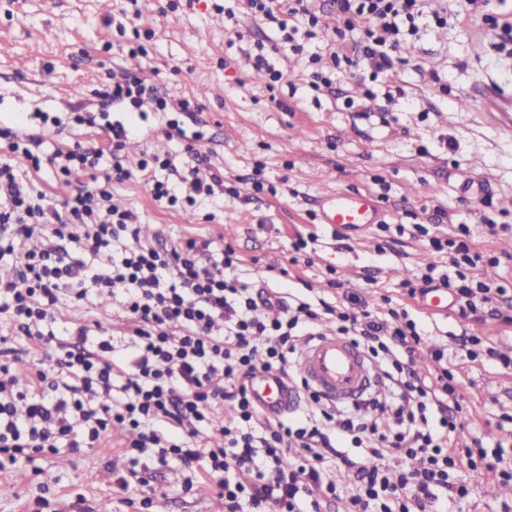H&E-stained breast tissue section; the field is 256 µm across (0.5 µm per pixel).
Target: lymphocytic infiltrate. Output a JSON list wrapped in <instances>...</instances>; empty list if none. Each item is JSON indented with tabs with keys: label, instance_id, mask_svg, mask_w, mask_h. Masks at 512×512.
I'll return each instance as SVG.
<instances>
[{
	"label": "lymphocytic infiltrate",
	"instance_id": "obj_1",
	"mask_svg": "<svg viewBox=\"0 0 512 512\" xmlns=\"http://www.w3.org/2000/svg\"><path fill=\"white\" fill-rule=\"evenodd\" d=\"M244 15L261 21L280 46L307 53L314 90L331 88L336 71L363 70L370 76L392 70L417 54L433 28L449 21L490 20L499 55L512 56V15L487 18L491 0H239ZM333 37L321 50L305 46L319 32ZM103 97L151 104L168 101L156 87L126 74ZM9 159L0 163V259L13 251L15 236L33 240L24 266L0 277V315L11 332L39 337L52 353L0 360V459L13 465L30 453L54 454L107 443L117 425L136 432L124 446L131 461L183 464L215 477L225 512H319L336 501L343 512H427L439 497L462 500L470 486L454 480L461 468L501 480L512 474L496 462L502 450L464 445V415L454 374L439 348L422 350L424 329L407 314L377 313L340 305L315 310L300 299L215 277L210 267L233 265L235 252L215 253L211 241L191 238L171 248L142 243L139 215L112 205V185L142 177L153 199L177 197L157 173L171 159L140 158L135 166H101L104 151L75 146L56 152L62 179L73 170L89 174L63 206L22 177L19 166L40 170L42 136L19 139L0 128ZM124 284L115 295L114 284ZM448 289L460 308L495 303L500 288H478L449 276L423 273L408 296L432 285ZM117 301L127 317L120 336L93 335L88 325L54 324L61 299ZM283 309L267 319L269 306ZM336 318V332L352 336L369 359L382 366V391L363 406L325 402L300 377L295 361L301 346L318 334L321 314ZM429 375L413 365L420 356ZM288 377L302 393L305 409L289 421L265 419L251 399L248 382L256 371ZM348 442L356 455L338 451ZM300 449V464L284 468L288 449ZM335 460L343 481L323 476ZM254 472L251 485L236 481ZM308 481L299 484L298 471Z\"/></svg>",
	"mask_w": 512,
	"mask_h": 512
}]
</instances>
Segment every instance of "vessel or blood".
<instances>
[{
    "label": "vessel or blood",
    "instance_id": "obj_1",
    "mask_svg": "<svg viewBox=\"0 0 512 512\" xmlns=\"http://www.w3.org/2000/svg\"><path fill=\"white\" fill-rule=\"evenodd\" d=\"M321 205L324 224L341 234L379 223L383 215L374 198L360 192L333 190L322 195ZM296 367L323 398L340 405L359 403L378 373L362 347L333 333L301 348ZM249 393L273 419L288 414L297 405L294 389L276 372H257L249 383Z\"/></svg>",
    "mask_w": 512,
    "mask_h": 512
}]
</instances>
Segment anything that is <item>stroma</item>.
<instances>
[{
  "instance_id": "1",
  "label": "stroma",
  "mask_w": 512,
  "mask_h": 512,
  "mask_svg": "<svg viewBox=\"0 0 512 512\" xmlns=\"http://www.w3.org/2000/svg\"><path fill=\"white\" fill-rule=\"evenodd\" d=\"M168 2L150 0V12L140 13L134 0H111L107 9L102 0H0V124L42 132L50 154L76 143L107 147L101 127L77 124L76 115L105 112L132 123L138 136L125 153L129 161L169 153L176 165L159 173L178 197L173 206L155 202L138 177L112 186L115 205L139 212L143 239L171 247L199 238L218 251L233 248L236 261L225 277L315 305L337 304L353 291L374 310L389 297L423 326L428 346L445 350L460 382L463 441L487 449L507 443L502 466L512 472V369L456 357L453 342L480 336L512 357V136L477 101L491 80L512 100V62L492 50L487 24L433 30L422 58L373 80L344 74L316 91L301 58L276 49L261 22L244 17L238 27L225 26L218 0H194L175 12ZM258 42L281 71L280 82L268 83L249 64L246 52ZM130 69L150 73L171 102L193 98V116L102 106L101 84ZM369 90L374 99H366ZM171 120L187 138L166 139ZM197 154L223 183L191 205L183 178ZM468 171L482 193L459 182ZM331 189L372 194L383 223L353 237L333 234L317 206ZM300 238L307 242L301 250ZM463 238L482 254L477 265L464 266L467 284L483 281L504 293L493 308L466 316L454 304L427 312L402 284L429 265L434 276L455 274L452 244ZM332 277L338 287H329ZM55 316L61 323L97 321L108 332L124 325L118 306L95 300L61 302ZM505 414L510 422H502ZM128 437L117 429L103 448L1 467L0 512H135L127 501L137 490L116 483L131 466L120 450ZM157 473L151 512H224L208 476L198 475L188 489L183 466ZM459 476L471 493L449 501L447 512L512 507V483L496 485L466 468Z\"/></svg>"
}]
</instances>
